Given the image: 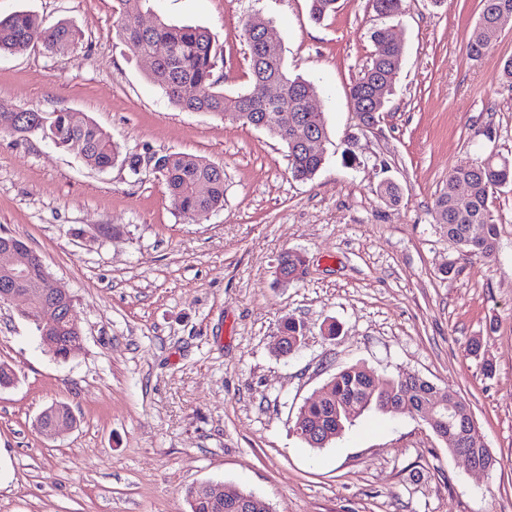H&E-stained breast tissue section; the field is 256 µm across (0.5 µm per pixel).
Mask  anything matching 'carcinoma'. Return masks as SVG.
Returning <instances> with one entry per match:
<instances>
[{
	"mask_svg": "<svg viewBox=\"0 0 512 512\" xmlns=\"http://www.w3.org/2000/svg\"><path fill=\"white\" fill-rule=\"evenodd\" d=\"M143 0H119L121 6L118 36L137 56L149 55L154 59L149 79L167 96L171 104L184 112H205L228 117L248 125L244 94L229 95L219 88L215 77L220 55L212 35L202 27L174 25L158 22L140 29V6ZM373 10L388 17L401 12L406 0H371ZM336 0H310V14L321 20L335 10ZM371 38L378 46V53L364 75L350 88V97L362 98L369 94L371 85L383 79L384 74L401 60V47L390 45L386 29L377 28ZM249 49L251 76L264 73L282 85L283 98L265 108L270 116L288 111L295 101V94L306 96L316 93L315 85L301 77H290L282 60L264 61L255 44L244 36ZM82 34L66 22L47 23L29 11H16L0 19V54H16L32 45L41 46L52 54L57 44L66 42L78 45ZM189 85L195 93L183 96L179 88ZM0 132L23 138L41 137L51 141L63 151L77 147V154L84 164L103 171L112 167L119 157V147L110 135L92 120L80 126L70 123L65 111L38 112L32 109H0ZM270 136L287 147L291 176L297 180L313 177L326 161L325 144L314 148L310 145L291 146L290 142L268 130ZM176 209L184 214H206L224 206V168L203 158L183 154H159L154 162ZM464 178L471 181L474 196L468 208H456L450 191L441 192L434 204V223L448 234L458 247L473 255L492 258L496 254L498 228L492 212L494 190L502 184L512 183V159L503 154L476 158L453 168L448 181ZM484 225L483 236L473 242L467 236V225ZM279 335L288 337V350L301 346L303 325L293 317L285 319ZM443 403L440 411L451 407L455 418H445L446 430L458 437L467 419V407L455 393L442 389L420 376L399 370L381 380L373 371L352 365L334 374L301 406L294 431L310 447L323 448L340 436L346 427L370 409L389 413L408 414L424 419L420 412L430 400ZM463 449L494 468L496 459L482 443H466ZM222 492L214 501L201 500L196 490L187 492L190 512H273L265 499L247 492L236 485H221Z\"/></svg>",
	"mask_w": 512,
	"mask_h": 512,
	"instance_id": "carcinoma-1",
	"label": "carcinoma"
}]
</instances>
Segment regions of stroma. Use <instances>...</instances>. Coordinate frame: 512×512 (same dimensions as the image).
<instances>
[{
  "instance_id": "stroma-1",
  "label": "stroma",
  "mask_w": 512,
  "mask_h": 512,
  "mask_svg": "<svg viewBox=\"0 0 512 512\" xmlns=\"http://www.w3.org/2000/svg\"><path fill=\"white\" fill-rule=\"evenodd\" d=\"M18 10L70 22L82 42L1 54L0 105L94 120L123 158L95 171L50 141L0 134V235L43 257L84 336L54 360L23 302L0 303V363L15 373L0 387V512H189L187 491L208 484L253 491L273 512H512V184L494 193L493 258L460 251L432 219L452 168L512 152V90L496 81L512 27L473 60L480 0H410L389 18L337 0L319 22L309 0H145L144 24L211 32L228 93L255 90L245 24L272 22L289 75L317 85L327 130L323 167L297 181L264 130L168 102L119 39L117 0H0V17ZM378 27L404 55L368 127L349 89ZM166 152L223 166V208L184 215L160 177L125 163ZM386 180L397 202L381 196ZM288 251L306 266L285 284ZM288 317L305 340L284 356L274 343ZM356 364L455 392L494 471H469L422 421L376 410L307 446L292 431L300 407ZM55 402L77 427L49 438L36 420Z\"/></svg>"
}]
</instances>
